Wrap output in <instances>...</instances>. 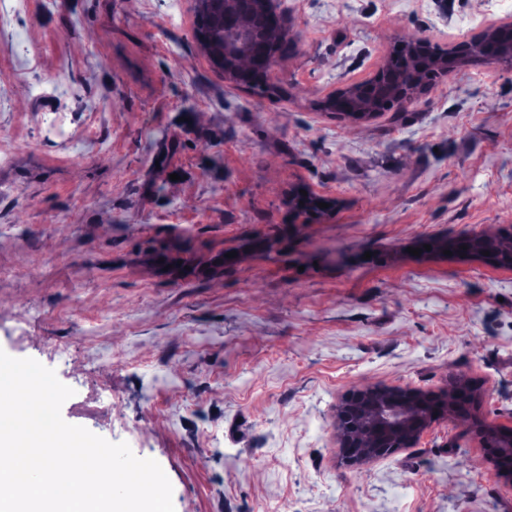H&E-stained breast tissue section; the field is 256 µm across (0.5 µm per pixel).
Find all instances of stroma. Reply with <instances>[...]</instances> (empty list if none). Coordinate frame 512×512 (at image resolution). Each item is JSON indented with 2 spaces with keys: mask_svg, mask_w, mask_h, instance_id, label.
<instances>
[{
  "mask_svg": "<svg viewBox=\"0 0 512 512\" xmlns=\"http://www.w3.org/2000/svg\"><path fill=\"white\" fill-rule=\"evenodd\" d=\"M194 7L0 0V350L156 460L175 512H512L470 424L359 467L336 434L348 390L455 373L512 426V268L408 252L512 229V65L369 121L324 107L398 40L459 43L512 0H283L264 98L213 68ZM300 190L333 208L296 216Z\"/></svg>",
  "mask_w": 512,
  "mask_h": 512,
  "instance_id": "1",
  "label": "stroma"
}]
</instances>
